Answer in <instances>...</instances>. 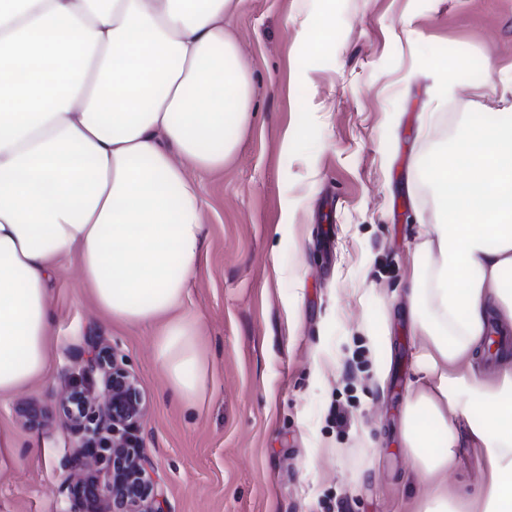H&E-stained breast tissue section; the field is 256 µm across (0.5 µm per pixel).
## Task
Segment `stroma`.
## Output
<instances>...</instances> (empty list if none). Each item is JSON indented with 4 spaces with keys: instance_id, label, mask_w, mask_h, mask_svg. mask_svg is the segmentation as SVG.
<instances>
[{
    "instance_id": "35a3bbf8",
    "label": "stroma",
    "mask_w": 512,
    "mask_h": 512,
    "mask_svg": "<svg viewBox=\"0 0 512 512\" xmlns=\"http://www.w3.org/2000/svg\"><path fill=\"white\" fill-rule=\"evenodd\" d=\"M327 7L336 43L316 56L303 22ZM233 30L257 118L224 170L192 173L207 255L185 303L202 317L204 397L184 407L152 328L113 327L66 263L47 372L0 403V430L18 438L0 512H68L59 399L90 336L147 397L138 436L165 512H410L420 495L402 438L416 345L405 285L426 270L416 227L437 221L420 160L512 112V0H242ZM459 56L437 99L434 64ZM288 128L302 137L285 154Z\"/></svg>"
}]
</instances>
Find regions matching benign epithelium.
<instances>
[{
    "mask_svg": "<svg viewBox=\"0 0 512 512\" xmlns=\"http://www.w3.org/2000/svg\"><path fill=\"white\" fill-rule=\"evenodd\" d=\"M89 344L85 372L101 373L105 397L96 402L83 382L72 379L60 400L73 435L72 462L81 470L67 486L68 512H164L137 436L146 399L111 347Z\"/></svg>",
    "mask_w": 512,
    "mask_h": 512,
    "instance_id": "benign-epithelium-1",
    "label": "benign epithelium"
}]
</instances>
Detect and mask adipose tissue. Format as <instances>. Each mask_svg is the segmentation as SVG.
I'll list each match as a JSON object with an SVG mask.
<instances>
[{
  "label": "adipose tissue",
  "mask_w": 512,
  "mask_h": 512,
  "mask_svg": "<svg viewBox=\"0 0 512 512\" xmlns=\"http://www.w3.org/2000/svg\"><path fill=\"white\" fill-rule=\"evenodd\" d=\"M239 3L0 0V401L46 374L66 261L113 325L153 328L172 393L202 399L201 318L185 298L204 205L187 171L223 170L255 113L224 25ZM420 167L439 220L419 225L431 266L406 286L417 512H512V113L465 127ZM491 336L504 339L493 365ZM459 448L477 449L481 481L452 496Z\"/></svg>",
  "instance_id": "obj_1"
}]
</instances>
